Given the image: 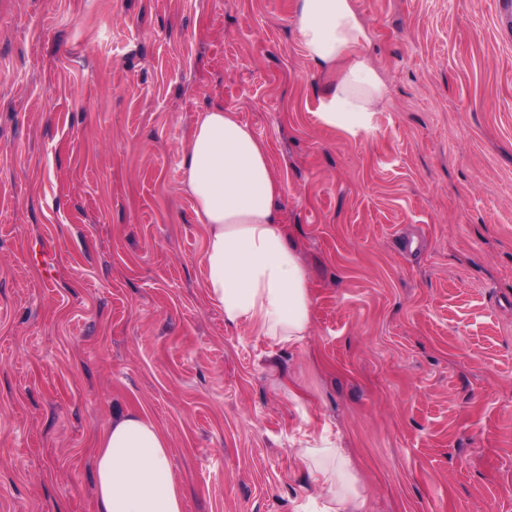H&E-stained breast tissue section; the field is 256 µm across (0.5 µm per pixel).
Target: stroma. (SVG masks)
Masks as SVG:
<instances>
[{
  "mask_svg": "<svg viewBox=\"0 0 512 512\" xmlns=\"http://www.w3.org/2000/svg\"><path fill=\"white\" fill-rule=\"evenodd\" d=\"M511 4L354 0L387 95L352 140L316 114L294 0H0V512H97L127 410L184 512H318L291 450L322 433L358 512H512ZM213 106L285 186L297 345L204 287L180 165Z\"/></svg>",
  "mask_w": 512,
  "mask_h": 512,
  "instance_id": "1",
  "label": "stroma"
}]
</instances>
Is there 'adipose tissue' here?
<instances>
[{
    "instance_id": "1",
    "label": "adipose tissue",
    "mask_w": 512,
    "mask_h": 512,
    "mask_svg": "<svg viewBox=\"0 0 512 512\" xmlns=\"http://www.w3.org/2000/svg\"><path fill=\"white\" fill-rule=\"evenodd\" d=\"M295 30L306 58L336 79L320 95L317 115L355 139L375 131L387 87L366 52L370 29L353 0H296ZM182 186L205 226L204 286L229 325L295 345L312 324L309 273L278 207L285 191L268 147L236 112H200L181 163ZM324 500L323 512H357L337 487L347 460L331 442L294 449ZM98 512H183L164 432L144 414L113 417L97 439Z\"/></svg>"
}]
</instances>
